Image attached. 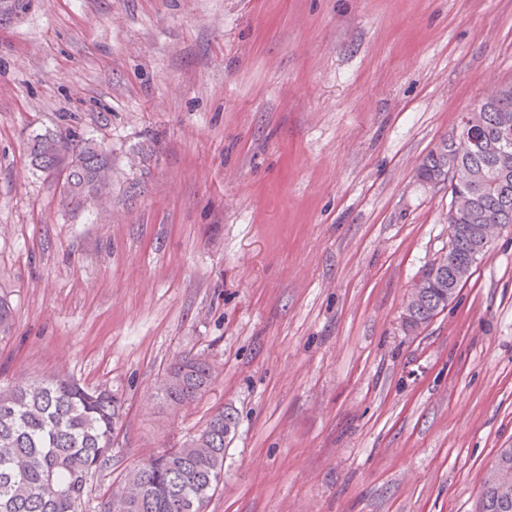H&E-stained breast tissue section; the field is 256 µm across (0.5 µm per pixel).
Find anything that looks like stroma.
I'll return each mask as SVG.
<instances>
[{
  "label": "stroma",
  "instance_id": "35a3bbf8",
  "mask_svg": "<svg viewBox=\"0 0 512 512\" xmlns=\"http://www.w3.org/2000/svg\"><path fill=\"white\" fill-rule=\"evenodd\" d=\"M512 82V0H32L0 25V387L125 402L83 512L216 409L238 417L206 512H476L512 448V224L419 334L448 249L416 168ZM109 148L71 212L35 135ZM217 377L171 413V360Z\"/></svg>",
  "mask_w": 512,
  "mask_h": 512
}]
</instances>
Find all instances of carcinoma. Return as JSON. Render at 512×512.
I'll return each mask as SVG.
<instances>
[{
  "instance_id": "1",
  "label": "carcinoma",
  "mask_w": 512,
  "mask_h": 512,
  "mask_svg": "<svg viewBox=\"0 0 512 512\" xmlns=\"http://www.w3.org/2000/svg\"><path fill=\"white\" fill-rule=\"evenodd\" d=\"M31 0H0V18L19 17ZM493 139L512 126V95L500 87L465 112ZM462 168L481 176L473 186L462 180L448 186L450 196H471L450 222L459 226L449 253L470 254L473 225L501 215L512 224V143L507 152L487 155L466 143L456 148ZM452 152L434 147L418 166V177L438 182ZM67 160L60 186L63 203L78 210L98 198L112 182V157L101 146L68 131L34 139L32 166L53 174ZM9 303L0 298V340L12 335ZM215 379L202 354L177 356L165 369L156 394L170 409L200 398ZM122 402L104 385L82 386L63 377L38 378L0 388V512H82L87 481L112 456L122 419ZM236 419L230 408L214 411L195 433L173 448H163L124 478L126 512H206L224 481V441ZM478 512H512V448H500L484 478Z\"/></svg>"
}]
</instances>
